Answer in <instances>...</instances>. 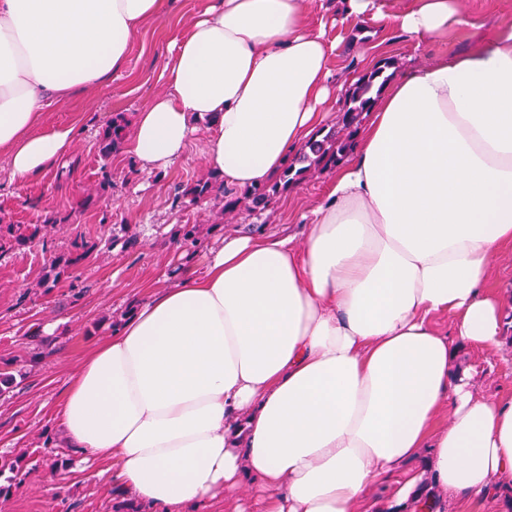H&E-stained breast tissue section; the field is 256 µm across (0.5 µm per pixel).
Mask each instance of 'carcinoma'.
Instances as JSON below:
<instances>
[{"label": "carcinoma", "instance_id": "cac0c4a2", "mask_svg": "<svg viewBox=\"0 0 512 512\" xmlns=\"http://www.w3.org/2000/svg\"><path fill=\"white\" fill-rule=\"evenodd\" d=\"M380 73L381 70L378 69L360 79V82L348 93L347 102L337 126L329 129L323 139L305 145L272 183L247 190L244 192V196L240 197L233 192L224 190V181H220L212 175L185 188L182 198L188 200V204L196 205L208 199L212 193L217 192L222 197L221 212L223 213L237 210L244 199L249 201L253 208L264 209L280 192L298 184L305 174L336 166L355 143L361 116L372 107L371 92L375 78L380 76ZM126 129L125 117L120 112L115 114L100 137V153L103 157L109 158L121 151L126 138ZM1 232L12 237L15 244L25 245L38 235L39 227L35 226L28 232L21 226L9 224L3 227L0 225ZM177 236L183 246H195L198 241V225H180ZM76 250L78 253L73 256L57 259L51 266L50 275L46 276V280L52 281V284L55 285L62 276L72 274L78 264L91 254L94 247L80 244L76 246Z\"/></svg>", "mask_w": 512, "mask_h": 512}]
</instances>
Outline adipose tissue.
<instances>
[{
    "mask_svg": "<svg viewBox=\"0 0 512 512\" xmlns=\"http://www.w3.org/2000/svg\"><path fill=\"white\" fill-rule=\"evenodd\" d=\"M168 0H0V157L25 181L70 157L52 101L104 85ZM330 34L312 0H200L171 41L166 85L128 149L146 170L185 152L198 123L208 167L238 191L269 184L333 118L334 62L367 37L360 73L398 28L422 41L466 26L458 0H336ZM350 73L345 84H355ZM302 242L228 236L96 341L69 377L57 424L84 472L142 512H210L252 477L262 512H441L422 474L432 449L450 494L512 486V400L472 392L457 345L499 351L506 316L487 291L512 245V23L465 52L394 76ZM446 317L451 335L434 325Z\"/></svg>",
    "mask_w": 512,
    "mask_h": 512,
    "instance_id": "ef3b65f1",
    "label": "adipose tissue"
}]
</instances>
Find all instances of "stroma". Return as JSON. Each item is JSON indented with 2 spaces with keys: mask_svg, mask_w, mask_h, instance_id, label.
<instances>
[{
  "mask_svg": "<svg viewBox=\"0 0 512 512\" xmlns=\"http://www.w3.org/2000/svg\"><path fill=\"white\" fill-rule=\"evenodd\" d=\"M461 6L469 24L446 40L419 45L404 32L385 33L392 45L388 74L464 51L495 25L512 22V0H461ZM198 7L199 0H175L167 21L147 22L133 37L121 72L94 92L48 109L46 126L73 121L80 126L66 167L16 181L0 157V225L41 227L27 245H0V368L15 378L12 388L0 394V459L21 462L19 470L0 471V483L22 485L0 497V512H131L118 506L103 480L78 471L75 452L61 443L53 416L70 374L92 342L109 335L151 292L173 281L180 225H199L200 251L224 236L251 231L290 233L300 239L305 233L300 213L317 202L329 183V171L307 173L261 212L242 206L228 216L213 198L183 206L182 191L209 175V131L203 123L197 124L185 153L169 168L142 169L125 151L101 157L99 135L113 114L124 113L127 122H134L137 111L163 91L159 72L169 41L176 28L190 23ZM52 215L60 216V223L48 224ZM131 236L137 237V244L125 246ZM77 239L94 244L90 257L73 277L44 287L52 261L72 253ZM44 323L54 326V342L47 348L30 337L32 328ZM473 365L478 371L470 384L478 397L512 398V363L459 346L453 374ZM58 459L66 460V468L54 469Z\"/></svg>",
  "mask_w": 512,
  "mask_h": 512,
  "instance_id": "obj_1",
  "label": "stroma"
}]
</instances>
